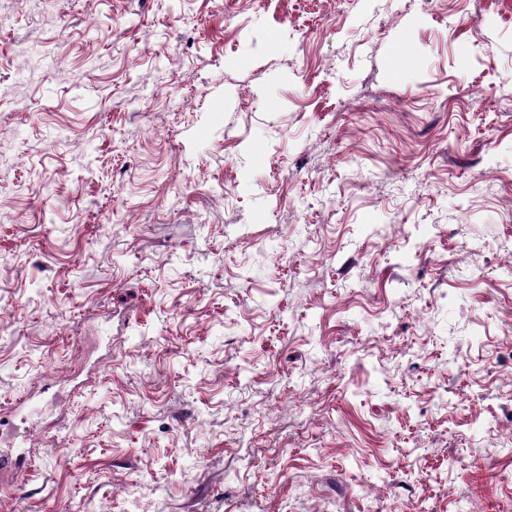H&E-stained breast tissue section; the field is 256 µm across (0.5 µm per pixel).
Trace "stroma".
Wrapping results in <instances>:
<instances>
[{
    "label": "stroma",
    "mask_w": 512,
    "mask_h": 512,
    "mask_svg": "<svg viewBox=\"0 0 512 512\" xmlns=\"http://www.w3.org/2000/svg\"><path fill=\"white\" fill-rule=\"evenodd\" d=\"M512 0H0V512H512Z\"/></svg>",
    "instance_id": "obj_1"
}]
</instances>
